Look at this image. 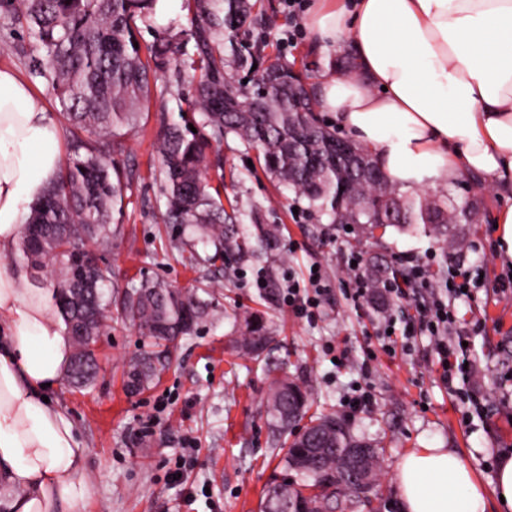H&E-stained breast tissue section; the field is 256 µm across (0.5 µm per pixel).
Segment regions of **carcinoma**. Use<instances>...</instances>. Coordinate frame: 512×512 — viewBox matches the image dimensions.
Masks as SVG:
<instances>
[{
	"mask_svg": "<svg viewBox=\"0 0 512 512\" xmlns=\"http://www.w3.org/2000/svg\"><path fill=\"white\" fill-rule=\"evenodd\" d=\"M192 10L187 31L166 30L146 48L134 47L136 20L151 19L158 0H0V11L26 27L42 53L28 58L32 79L51 86L71 136L72 152L43 196L31 204L26 223L34 231L20 237L13 259L43 271L42 284L52 290L56 312L72 337L68 384L82 389L95 378L83 362L97 363L93 345L112 307L156 346L188 336L204 320L218 315L192 290L163 280L128 286L113 297L104 291L110 268L87 265L85 243L103 250L122 234L125 189L132 173L116 156L124 152L122 130L134 129L141 110L156 91L152 79L170 71L167 86L185 82L189 64L191 103L198 119L192 125L167 124L155 142L165 198L163 222L192 227V268H232L248 264L274 294L277 279L270 265L282 225L264 222L251 205L226 210L221 187L224 167L210 151L232 135L258 150L264 169L294 194L296 203L328 215L337 224L365 229H423L454 248L448 225L474 224L478 205H458L428 193H403L373 156L358 146L336 153V133L316 115V102L302 76L287 63L246 43H236L253 21L250 0H187ZM242 73L232 81L229 69ZM196 131H191V128ZM249 223H244V220ZM246 330L238 340L247 354L260 358L270 347L272 331L254 312L237 314ZM168 363L144 351L130 364L127 390L137 393L160 380ZM267 369V418L271 432L286 447L284 469L307 478L305 484L274 483L264 492L259 512L276 509L275 499L301 500L303 512H334L342 496L354 491L341 463L350 448H366L363 468L381 476L382 451L356 439L334 414L310 419L296 434L309 408L307 387ZM332 490L318 491V475Z\"/></svg>",
	"mask_w": 512,
	"mask_h": 512,
	"instance_id": "1",
	"label": "carcinoma"
}]
</instances>
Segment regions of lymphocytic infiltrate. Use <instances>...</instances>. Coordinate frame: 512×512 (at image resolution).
I'll list each match as a JSON object with an SVG mask.
<instances>
[{
	"label": "lymphocytic infiltrate",
	"instance_id": "f902f5d3",
	"mask_svg": "<svg viewBox=\"0 0 512 512\" xmlns=\"http://www.w3.org/2000/svg\"><path fill=\"white\" fill-rule=\"evenodd\" d=\"M362 259V254L356 251L342 258L344 275L341 283L347 296L357 302L369 299L374 292L379 291L396 303L414 300L416 292L427 291V298L417 302V319L401 321L395 313H387L379 320L376 333L384 336L390 328L395 327L400 336L407 339L418 335L429 337L439 355L442 381L448 385L453 384L456 378L454 368L459 353L464 350V341L484 328L483 322L479 320L467 326L459 324L454 302L462 297L464 289L482 287V280L470 271L460 269L449 275L447 282L435 286L425 276L424 262L405 257L401 260L405 269L403 277L390 279L376 287L367 278Z\"/></svg>",
	"mask_w": 512,
	"mask_h": 512
}]
</instances>
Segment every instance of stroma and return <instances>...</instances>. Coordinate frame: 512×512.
<instances>
[{
  "label": "stroma",
  "instance_id": "1",
  "mask_svg": "<svg viewBox=\"0 0 512 512\" xmlns=\"http://www.w3.org/2000/svg\"><path fill=\"white\" fill-rule=\"evenodd\" d=\"M257 8L260 20L244 42H266L268 52L293 63L309 84H317L325 60L309 51L307 12L290 19L282 0H257ZM294 25L299 28L295 42L284 43L285 31ZM22 46L31 53L37 50L25 27L0 16V65L26 74L18 52ZM166 120L180 122L178 100L164 104L151 98L138 131L125 139L121 162L132 166L134 175L125 196L124 234L106 253L122 287L157 279L181 289L195 286L182 254L164 249L158 236L165 199L150 170L160 165L154 143ZM221 153L224 201L257 205L265 223L283 227L277 274L289 272L304 283L316 265L327 290L312 318L305 320L282 298L265 300L252 268L214 273V297L227 316L205 321L178 340L161 381L137 394L126 389L128 366L148 349L149 341L127 324H110L98 338L95 382L80 391L64 382L52 395L87 449L90 490L83 512H258L264 489L285 476L265 413L269 364L310 385L311 412L335 413L354 436L382 448L381 492L391 500L399 498L396 467L413 448L456 449L483 483L494 482V456L512 449V416L502 411L512 401V380L502 379L512 373V292L494 290L508 266L496 255L495 235L489 230L502 206L496 190L476 178L451 188V195L463 201L466 186L477 187L483 206L478 223L449 225V237L465 248L445 254L439 239L419 230L391 228L368 237L357 228L345 231L326 215H295L292 192L262 171L256 150L231 136ZM352 249L365 261L388 264L411 254L431 272L442 264L482 266L484 291L472 303H458L457 309L465 320L479 310L487 312L484 331L470 339L472 384L485 393V421L463 425L465 406L443 385L427 339H414L410 350L392 356L384 352L375 330L384 301L353 305L340 283L341 255ZM243 309L262 312L278 326L265 361L232 348L240 330L234 313ZM356 384L369 394L371 404L353 413L346 401Z\"/></svg>",
  "mask_w": 512,
  "mask_h": 512
}]
</instances>
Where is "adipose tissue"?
<instances>
[{
	"mask_svg": "<svg viewBox=\"0 0 512 512\" xmlns=\"http://www.w3.org/2000/svg\"><path fill=\"white\" fill-rule=\"evenodd\" d=\"M311 41L345 50L358 76L325 70L320 110L367 148L401 190L474 175L512 193V0H316ZM61 128L30 86L0 67V255L27 204L60 168ZM0 264V512H81L87 449L45 400L72 353L49 298ZM403 512H512V455L492 487L451 448H414L395 473Z\"/></svg>",
	"mask_w": 512,
	"mask_h": 512,
	"instance_id": "obj_1",
	"label": "adipose tissue"
}]
</instances>
